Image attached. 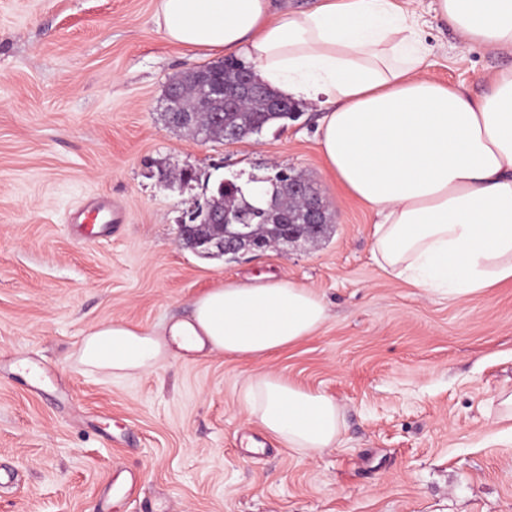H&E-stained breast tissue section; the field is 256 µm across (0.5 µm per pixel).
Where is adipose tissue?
Instances as JSON below:
<instances>
[{"label":"adipose tissue","instance_id":"obj_1","mask_svg":"<svg viewBox=\"0 0 512 512\" xmlns=\"http://www.w3.org/2000/svg\"><path fill=\"white\" fill-rule=\"evenodd\" d=\"M465 47L512 50V0H435ZM165 39L232 55L280 96L324 112L328 171L369 207L372 255L392 279L454 300L512 282V66L473 96L421 72L428 46L394 0H316L306 10L271 0H158ZM328 318L318 293L289 281L228 282L206 290L161 332L122 321L85 333L87 370L132 377L175 356L261 358L313 335ZM245 404L286 447H336L334 399L266 372Z\"/></svg>","mask_w":512,"mask_h":512}]
</instances>
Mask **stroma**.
<instances>
[{
  "label": "stroma",
  "mask_w": 512,
  "mask_h": 512,
  "mask_svg": "<svg viewBox=\"0 0 512 512\" xmlns=\"http://www.w3.org/2000/svg\"><path fill=\"white\" fill-rule=\"evenodd\" d=\"M158 0H0V512H512V282L463 301L391 280L374 213L328 173L320 112L239 142L170 127V80L211 57L167 42ZM416 11L424 72L480 95L512 53L475 47ZM197 179L166 188L161 171ZM285 169L333 223L316 243L202 258L178 226L220 180ZM112 223H71L91 198ZM313 288L328 319L255 359L176 358L115 378L75 359L110 321L151 331L225 282ZM272 372L332 397L341 442L310 457L245 409Z\"/></svg>",
  "instance_id": "obj_1"
}]
</instances>
